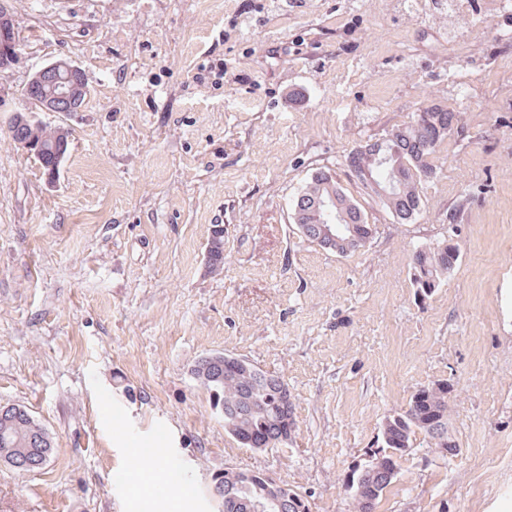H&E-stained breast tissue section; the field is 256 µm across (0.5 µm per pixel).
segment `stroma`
I'll return each instance as SVG.
<instances>
[{
  "label": "stroma",
  "instance_id": "stroma-1",
  "mask_svg": "<svg viewBox=\"0 0 512 512\" xmlns=\"http://www.w3.org/2000/svg\"><path fill=\"white\" fill-rule=\"evenodd\" d=\"M0 70V404L54 438L48 464H0V512H173L133 500L139 450L181 469L195 512H222L225 468L274 474L310 512H355L349 477L382 425L445 379L448 458L416 433L375 512H512V9L482 23L399 0H11ZM67 57L89 89L55 180L11 136L24 86ZM220 79L198 81L213 59ZM459 114L400 222L339 256L288 216L317 170L424 104ZM224 227V269L206 247ZM460 259L426 297L416 249ZM224 352L283 377L297 429L254 451L190 375ZM8 0L0 1V37L10 43V48H19L21 33L9 8L5 5Z\"/></svg>",
  "mask_w": 512,
  "mask_h": 512
}]
</instances>
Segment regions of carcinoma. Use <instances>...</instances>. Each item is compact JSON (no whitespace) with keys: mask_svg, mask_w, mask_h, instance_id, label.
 <instances>
[{"mask_svg":"<svg viewBox=\"0 0 512 512\" xmlns=\"http://www.w3.org/2000/svg\"><path fill=\"white\" fill-rule=\"evenodd\" d=\"M456 123L457 113L447 106L440 103L423 105L411 114L408 122L392 129L385 137L373 142L368 140L354 148L345 159L346 171L363 194L373 198L378 206L398 220L408 221L424 211L422 184L435 177L433 155ZM20 134L24 140L49 149L35 159L43 172L50 171L56 129L38 122L21 128ZM384 154L390 157L386 164L380 163ZM389 181L395 183L394 189L385 194L376 192L375 186L382 187ZM332 183L342 191L339 200L345 204L349 223L358 235L357 243L347 247L338 243L336 249L354 253L369 243L374 225L368 222V216L362 217L346 205L348 201L356 205L359 201L343 191L339 180L329 181L324 170L315 172L297 193L291 208L297 209V223L311 230L319 227L325 223V216L312 200L325 194ZM208 245L211 255L207 258V267L210 272L219 273L224 269V237L213 235ZM459 258V247L451 238L416 250L411 263V281L417 294L427 296L440 287L454 271ZM191 373L212 393L218 405L224 407V412L242 404L247 406L248 415L243 418L224 417L227 435L248 437L256 433L269 440L268 448L286 443L284 437L292 431L296 419L291 396L288 390L280 389L278 382L268 383L255 378L246 365L226 362L220 352L195 361ZM453 391L452 383L439 380L412 396L404 412L385 419L381 434L385 447L390 449L393 468L353 474L350 482L356 512H373L395 478L398 459L409 451L416 432L425 433L434 447H444L448 441V399ZM53 450V437L28 408L0 413L1 463L16 470L25 460L40 453L49 457ZM245 499L247 495L237 487L224 490L223 512H247Z\"/></svg>","mask_w":512,"mask_h":512,"instance_id":"cac0c4a2","label":"carcinoma"}]
</instances>
